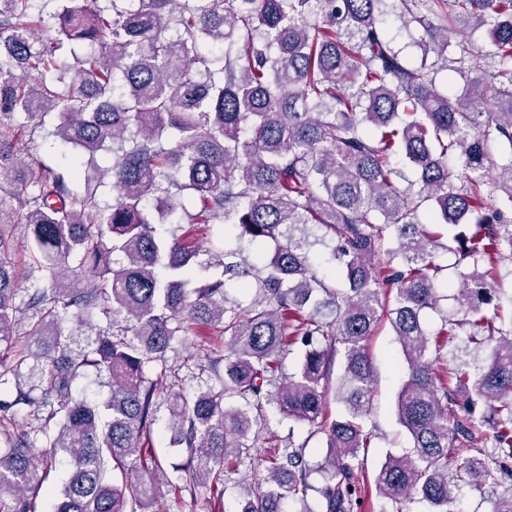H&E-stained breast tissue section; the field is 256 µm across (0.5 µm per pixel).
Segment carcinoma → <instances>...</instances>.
<instances>
[{
    "label": "carcinoma",
    "instance_id": "cac0c4a2",
    "mask_svg": "<svg viewBox=\"0 0 512 512\" xmlns=\"http://www.w3.org/2000/svg\"><path fill=\"white\" fill-rule=\"evenodd\" d=\"M67 2L50 24L33 0H0V185L15 190L31 259L18 269L1 227L0 344L18 360L15 395L0 397V512H37L35 458L47 471L60 453L54 512H167L162 486L219 493L252 457L267 477L236 512H360L369 341L384 319L402 355L395 408L411 451L385 455L380 512H458L463 485L491 489L492 512H512V316L489 282L512 263V0H444L456 30H487L485 50L457 42L458 63L470 62L461 95L432 76L450 46L430 19L439 0H422L425 13L417 0ZM399 4L429 37L416 66L389 46L384 16ZM47 117L64 166L22 158L27 129ZM397 153L414 179L393 166ZM106 179L110 203L98 193ZM166 224L182 235L163 236ZM197 224H230L248 248L210 254L214 272L201 278L200 248L187 242ZM446 235L487 270L460 275L457 318L432 333ZM316 245L331 249L338 285L313 267ZM30 279L41 285L23 298ZM230 280L250 306L227 297ZM95 313L110 330L87 324ZM72 319L83 330H67ZM185 322L224 340V353L204 352L215 380L204 389H175L167 366ZM465 324L485 352L474 365L448 358ZM294 346L298 364L281 382L279 358ZM150 363L161 365L153 378ZM86 367L106 400L73 394ZM22 404L39 413L38 455L14 429ZM268 405L308 426L302 443L258 450ZM162 408L169 445L187 452L173 480L152 441ZM314 438L326 448L317 467L305 456Z\"/></svg>",
    "mask_w": 512,
    "mask_h": 512
}]
</instances>
